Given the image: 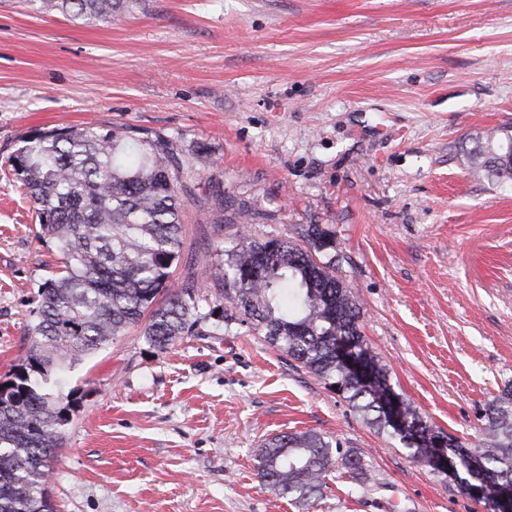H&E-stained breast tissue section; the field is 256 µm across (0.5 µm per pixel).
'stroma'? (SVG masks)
<instances>
[{
	"instance_id": "1",
	"label": "stroma",
	"mask_w": 512,
	"mask_h": 512,
	"mask_svg": "<svg viewBox=\"0 0 512 512\" xmlns=\"http://www.w3.org/2000/svg\"><path fill=\"white\" fill-rule=\"evenodd\" d=\"M112 125L175 141L224 197L221 224L187 203L176 277L238 232L321 225L395 392L473 442L512 383V181L465 158L512 126V0H138L93 24L0 0V378L60 258L10 158L36 129ZM204 293L168 351L138 326L62 373L57 512H485ZM305 430L365 450L369 492L341 471L310 503L262 486L260 445Z\"/></svg>"
}]
</instances>
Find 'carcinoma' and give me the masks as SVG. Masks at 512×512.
I'll list each match as a JSON object with an SVG mask.
<instances>
[{
  "label": "carcinoma",
  "instance_id": "cac0c4a2",
  "mask_svg": "<svg viewBox=\"0 0 512 512\" xmlns=\"http://www.w3.org/2000/svg\"><path fill=\"white\" fill-rule=\"evenodd\" d=\"M94 23L122 13L131 0H39ZM17 179L36 205L38 235L53 239L60 271L40 287L31 343L23 360L0 381V512H56L49 491L48 461L62 445L64 409L79 399L50 389L53 376L102 349L129 328L145 324L147 342L164 351L191 332L198 277L173 280L183 245V209L196 197L200 170L161 135H136L129 126L35 130L11 158ZM471 171L512 179V129L487 133L472 149ZM332 234L310 224L295 237L249 239L241 232L224 251V267L211 274L238 321L280 349L347 402L377 432L418 454L388 420L376 393L355 383L336 356V340L352 342L377 371L385 390L389 369L371 355L360 330L362 308L339 275ZM262 275L250 280L255 265ZM408 426L429 431L410 403L402 402ZM477 442L448 445L458 488L497 512L500 488H512V386L481 414ZM366 452L341 451L340 442L314 431L284 432L258 451L257 475L275 495L308 502L320 496L337 468L361 488L369 479Z\"/></svg>",
  "mask_w": 512,
  "mask_h": 512
}]
</instances>
